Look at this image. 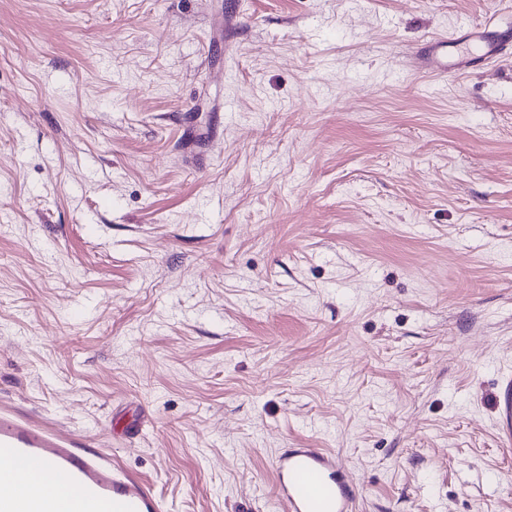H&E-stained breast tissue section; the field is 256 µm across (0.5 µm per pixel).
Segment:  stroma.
Returning a JSON list of instances; mask_svg holds the SVG:
<instances>
[{"mask_svg":"<svg viewBox=\"0 0 512 512\" xmlns=\"http://www.w3.org/2000/svg\"><path fill=\"white\" fill-rule=\"evenodd\" d=\"M491 0H0V403L165 512H512V51ZM499 2L502 7L493 9L484 25L467 27L460 37L443 35L426 41L413 56L416 68L431 76L467 72L474 52L469 48L461 53L449 51L462 42L475 47L486 61L501 54L511 41L510 35L512 38V5L510 1ZM500 438L509 447L512 445V375L505 374L501 383ZM277 497L286 512H353L356 485L335 452L286 448L272 460Z\"/></svg>","mask_w":512,"mask_h":512,"instance_id":"1","label":"stroma"}]
</instances>
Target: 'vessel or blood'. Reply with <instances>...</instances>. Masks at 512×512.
<instances>
[{
    "mask_svg": "<svg viewBox=\"0 0 512 512\" xmlns=\"http://www.w3.org/2000/svg\"><path fill=\"white\" fill-rule=\"evenodd\" d=\"M512 44V0L461 36H439L414 54L417 69L442 76L467 72L474 55L490 60ZM500 438L512 445V375L501 383ZM284 512H354L356 486L335 452L288 448L272 460ZM39 480L36 495L20 484ZM0 512H163L152 486L100 453L55 434L43 422L0 407Z\"/></svg>",
    "mask_w": 512,
    "mask_h": 512,
    "instance_id": "1",
    "label": "vessel or blood"
}]
</instances>
